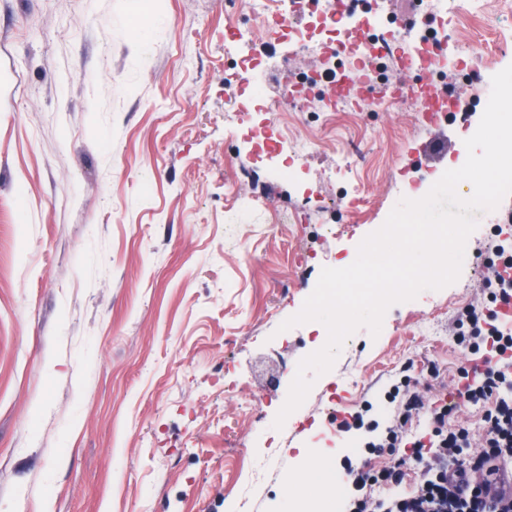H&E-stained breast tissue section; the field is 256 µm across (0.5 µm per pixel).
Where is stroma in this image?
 Returning <instances> with one entry per match:
<instances>
[{"mask_svg": "<svg viewBox=\"0 0 512 512\" xmlns=\"http://www.w3.org/2000/svg\"><path fill=\"white\" fill-rule=\"evenodd\" d=\"M244 18L239 0H0V512H284L285 478L406 364L426 399L456 395L470 357L449 327L481 300L479 263L352 334L265 445L317 349L313 323L280 324L431 175L418 110L284 112L316 141L301 180L256 163L224 100ZM445 27L483 97L512 13ZM362 138L370 205L342 213L331 175ZM302 204L309 223H281Z\"/></svg>", "mask_w": 512, "mask_h": 512, "instance_id": "stroma-1", "label": "stroma"}]
</instances>
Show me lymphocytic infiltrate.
<instances>
[{
    "mask_svg": "<svg viewBox=\"0 0 512 512\" xmlns=\"http://www.w3.org/2000/svg\"><path fill=\"white\" fill-rule=\"evenodd\" d=\"M482 288L489 308L466 306L453 323L454 341L473 358L472 366L460 372L457 394L467 404H493L484 416L482 445L472 446L467 429L449 427L455 404L425 400L408 388L393 390L390 424L367 444L371 452L389 453L390 460L376 471L350 470L346 512H512V494L500 492L487 500L484 482L499 457H512V328L496 310L512 303V279L491 272ZM420 419L427 422L428 440L408 441V429ZM413 470L419 480L412 493L373 495V488L401 485Z\"/></svg>",
    "mask_w": 512,
    "mask_h": 512,
    "instance_id": "1",
    "label": "lymphocytic infiltrate"
}]
</instances>
